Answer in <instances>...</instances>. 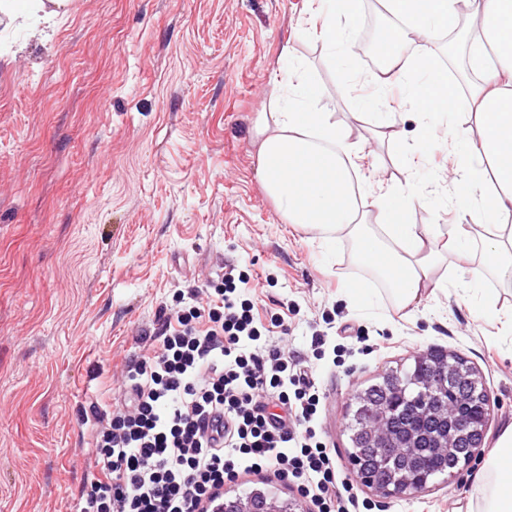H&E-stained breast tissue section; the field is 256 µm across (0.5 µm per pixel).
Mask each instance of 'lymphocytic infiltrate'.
I'll use <instances>...</instances> for the list:
<instances>
[{
  "instance_id": "obj_1",
  "label": "lymphocytic infiltrate",
  "mask_w": 512,
  "mask_h": 512,
  "mask_svg": "<svg viewBox=\"0 0 512 512\" xmlns=\"http://www.w3.org/2000/svg\"><path fill=\"white\" fill-rule=\"evenodd\" d=\"M252 278L225 265L219 285L138 336L121 395L108 410L90 405L95 470L75 512H212L225 483L268 469L316 512L357 507L320 434L313 373L279 343L288 315L261 313L246 295Z\"/></svg>"
}]
</instances>
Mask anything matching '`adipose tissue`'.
I'll return each instance as SVG.
<instances>
[{"mask_svg":"<svg viewBox=\"0 0 512 512\" xmlns=\"http://www.w3.org/2000/svg\"><path fill=\"white\" fill-rule=\"evenodd\" d=\"M386 9L400 23L397 36L411 39L414 51L387 55L374 77L376 91L403 83L412 111L425 119L445 118V135L461 157L450 183L467 197L474 223L456 225L438 251L432 225L404 220L420 200L412 181L365 205L353 186L359 149L333 113L311 111L320 91L307 84L301 69L289 102L277 104L257 126L264 188L287 223L326 241L351 240L357 260L386 279L402 309L420 301L440 262L482 253L461 293L470 309L481 313L487 308L481 293L487 276L512 284V226L498 221L512 212V0H386ZM462 20L469 91L480 127L476 135L456 119L458 95L447 72L429 65L432 39ZM477 481L473 512H512V427L501 433Z\"/></svg>","mask_w":512,"mask_h":512,"instance_id":"1","label":"adipose tissue"}]
</instances>
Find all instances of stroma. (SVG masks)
I'll return each instance as SVG.
<instances>
[{
	"label": "stroma",
	"instance_id": "35a3bbf8",
	"mask_svg": "<svg viewBox=\"0 0 512 512\" xmlns=\"http://www.w3.org/2000/svg\"><path fill=\"white\" fill-rule=\"evenodd\" d=\"M318 22L307 0H71L52 21L0 24V512H71L93 463L83 406L118 397L134 336L155 327L173 293L241 258L271 279L255 290L260 307L297 309L290 349L306 350L322 313L335 314L331 335L349 355L319 361L316 375L321 431L345 476L357 392L430 351L479 372L491 396L480 459L413 497L354 486L369 512H460L477 500L481 459L512 426V337L464 303L467 275L448 262L439 289L399 311L351 241L323 246L287 224L259 175L256 121L302 62L324 91L312 110L334 113L360 148L366 201L410 174L423 202L407 223L472 221L444 179L457 154L430 148L415 113H390L372 92L361 36L389 27L382 0L337 15L348 48L314 34ZM466 48L440 35L429 59L464 98ZM392 120L420 160L413 170L382 135ZM351 280L371 281L373 306L349 294ZM253 489L300 496L270 470L224 494Z\"/></svg>",
	"mask_w": 512,
	"mask_h": 512
}]
</instances>
